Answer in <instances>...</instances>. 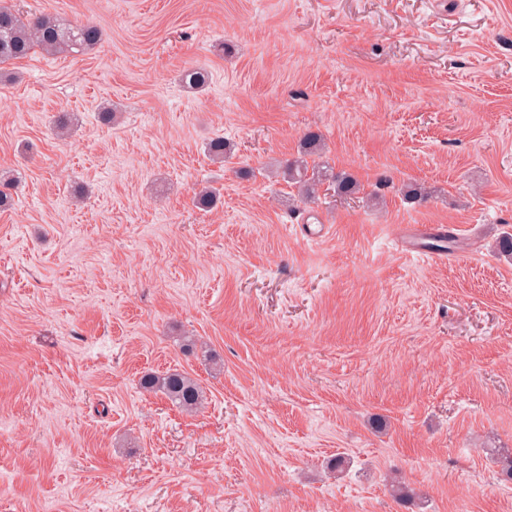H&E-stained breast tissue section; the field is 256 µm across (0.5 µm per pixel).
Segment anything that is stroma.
Segmentation results:
<instances>
[{
	"instance_id": "obj_1",
	"label": "stroma",
	"mask_w": 512,
	"mask_h": 512,
	"mask_svg": "<svg viewBox=\"0 0 512 512\" xmlns=\"http://www.w3.org/2000/svg\"><path fill=\"white\" fill-rule=\"evenodd\" d=\"M12 2L103 40L0 81V512H512V0ZM322 148L320 135L308 132L303 137L301 152L299 156L288 160L282 167L283 178L289 183L297 185L298 196L301 202L307 203L316 197V186L320 183L319 177L308 176V156L316 154ZM141 387L146 391L161 392L186 412L197 410L203 400V392L197 382L181 372L145 374L141 379Z\"/></svg>"
}]
</instances>
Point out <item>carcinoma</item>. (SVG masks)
<instances>
[{"instance_id":"carcinoma-1","label":"carcinoma","mask_w":512,"mask_h":512,"mask_svg":"<svg viewBox=\"0 0 512 512\" xmlns=\"http://www.w3.org/2000/svg\"><path fill=\"white\" fill-rule=\"evenodd\" d=\"M102 37V31L94 24L72 25L45 16L28 19L1 3L0 79L10 76L6 65L27 58L37 49L48 55L68 52L74 48L88 51L94 49ZM321 148L320 135L308 132L303 137L299 156L287 161L282 167L283 178L298 187V196L304 203L315 199L316 186L320 183V178L308 176L307 157L316 154ZM333 182L340 196H352L360 189L359 183L348 174L333 175ZM141 387L146 391L164 394L186 412L197 410L203 400V392L197 382L181 372L162 375L148 373L142 377Z\"/></svg>"}]
</instances>
